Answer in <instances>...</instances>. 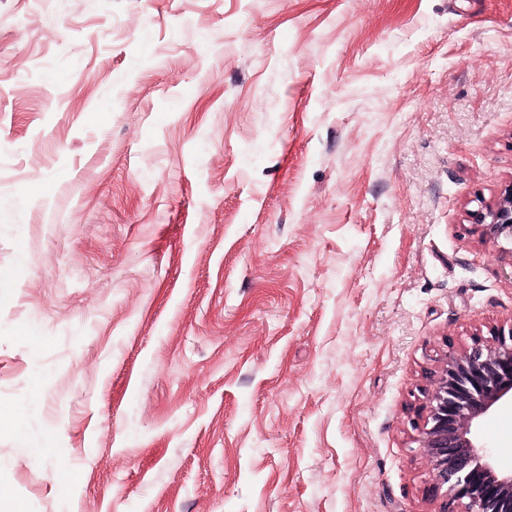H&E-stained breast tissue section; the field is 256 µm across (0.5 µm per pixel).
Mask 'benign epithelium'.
<instances>
[{
    "label": "benign epithelium",
    "mask_w": 512,
    "mask_h": 512,
    "mask_svg": "<svg viewBox=\"0 0 512 512\" xmlns=\"http://www.w3.org/2000/svg\"><path fill=\"white\" fill-rule=\"evenodd\" d=\"M471 218L485 240L512 243V185L496 204L480 206ZM428 400L422 443L436 483L445 489L439 512H512V472L493 463L475 432L500 402L512 400V329L448 352Z\"/></svg>",
    "instance_id": "obj_1"
}]
</instances>
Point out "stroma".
<instances>
[{"label":"stroma","instance_id":"1","mask_svg":"<svg viewBox=\"0 0 512 512\" xmlns=\"http://www.w3.org/2000/svg\"><path fill=\"white\" fill-rule=\"evenodd\" d=\"M510 185L512 0H0V489L437 512L410 422L512 328ZM477 434L512 470V402ZM471 218L482 238L495 245L501 241L510 242L512 253V185L504 190L496 204H481L471 213Z\"/></svg>","mask_w":512,"mask_h":512}]
</instances>
